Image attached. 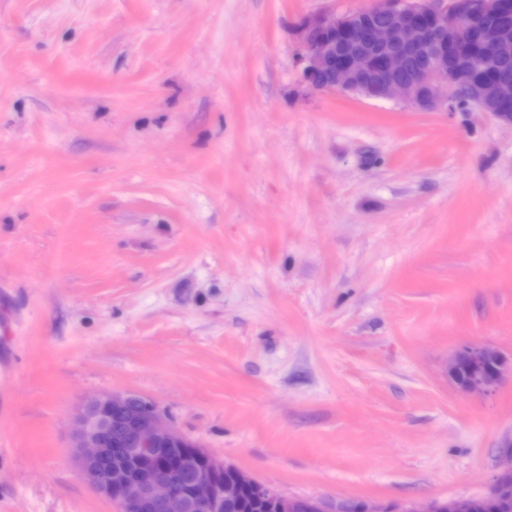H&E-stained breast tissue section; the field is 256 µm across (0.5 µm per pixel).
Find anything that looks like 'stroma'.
I'll return each mask as SVG.
<instances>
[{
  "instance_id": "obj_1",
  "label": "stroma",
  "mask_w": 512,
  "mask_h": 512,
  "mask_svg": "<svg viewBox=\"0 0 512 512\" xmlns=\"http://www.w3.org/2000/svg\"><path fill=\"white\" fill-rule=\"evenodd\" d=\"M373 0H0V512H119L88 397L153 402L293 496L482 494L512 376V124L317 91L300 24ZM508 372L511 361L490 345L465 343L448 358V379L468 394H492Z\"/></svg>"
}]
</instances>
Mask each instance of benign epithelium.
I'll return each mask as SVG.
<instances>
[{
    "label": "benign epithelium",
    "instance_id": "7a95c632",
    "mask_svg": "<svg viewBox=\"0 0 512 512\" xmlns=\"http://www.w3.org/2000/svg\"><path fill=\"white\" fill-rule=\"evenodd\" d=\"M300 36L303 78L314 90L400 99L424 111L465 106L512 122V80L495 82L487 70L490 60L512 56V0H375L339 17L306 19ZM411 56L421 66L406 79ZM508 372L512 363L490 345L465 343L448 358V379L468 394L495 392ZM73 448L81 476L119 512H224L247 491L265 499L270 512H336L330 501L288 496L217 459L133 393L86 400L76 414ZM478 500H512V459L478 499L457 496L424 508L361 500L357 512H473Z\"/></svg>",
    "mask_w": 512,
    "mask_h": 512
}]
</instances>
